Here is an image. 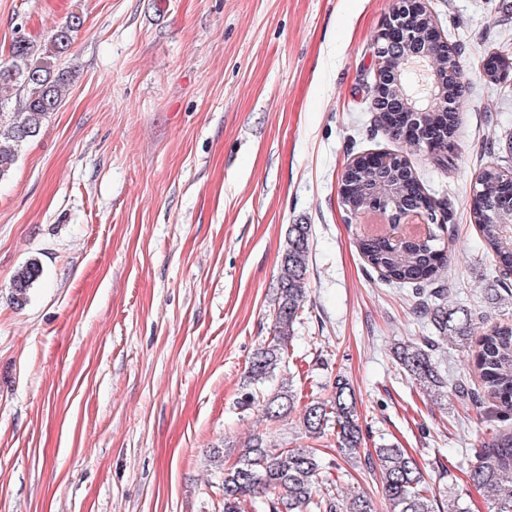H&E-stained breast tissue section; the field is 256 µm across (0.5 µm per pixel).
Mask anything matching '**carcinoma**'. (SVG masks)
<instances>
[{
    "label": "carcinoma",
    "mask_w": 512,
    "mask_h": 512,
    "mask_svg": "<svg viewBox=\"0 0 512 512\" xmlns=\"http://www.w3.org/2000/svg\"><path fill=\"white\" fill-rule=\"evenodd\" d=\"M81 24L73 15L69 22L53 29L47 39L30 36L15 38L11 61L0 65V180L7 177L19 158L20 147L37 136L49 115L59 109L70 85V71L61 66L74 33ZM414 45L400 43L386 55L387 75L380 89L368 88L379 125L397 140L412 129L418 135L411 141L416 149L431 155L442 168L452 166L448 140L459 125L456 112L441 108L416 121L410 112H400L408 94L410 72L402 71ZM447 60L434 61L431 81L452 102H460L464 85L450 86L445 80ZM25 93L17 112L7 111L10 96ZM502 166L483 168L476 176L474 191L478 206L471 221L478 228L484 247L502 271L512 270V196L502 180ZM348 179L341 199L351 219L373 210L378 202L402 212L438 215L443 208L426 194L407 161L378 170L346 167ZM443 225L430 229L428 236L410 237L395 244L391 229L359 238L358 246L367 263L389 282L416 286L419 306L433 316L436 336L420 342L399 345L397 361L419 388L433 400L448 397V379L439 372L434 353L439 342L464 344L472 334L471 320L457 316L448 306V290L422 286L442 277L448 269V247L441 232ZM311 225L290 224L281 253L278 271L277 305L273 311V335L253 354L248 367L249 391L239 401L247 410H261L269 421L285 420L295 408L296 395L287 382L269 389L286 365L288 342L307 302L306 276L310 257ZM39 277V268L30 264L13 279V298L21 306L29 299L31 286ZM474 366L481 387L474 391L463 383L454 388L462 400L486 407V414L512 416V323L503 322L483 330L479 338ZM300 424L308 439L319 441L330 435L346 459L360 457L364 441L349 382L337 377L333 394L303 406ZM364 467L379 476L381 504L386 512H438L436 491L415 458L403 448L383 446L367 453ZM335 463L325 461L320 449L285 448L272 442L265 432L255 431L237 456L224 466V512H379L373 491L358 490L343 495L332 487L320 490L325 473ZM468 479L490 497V512H512V428L487 427Z\"/></svg>",
    "instance_id": "cac0c4a2"
}]
</instances>
